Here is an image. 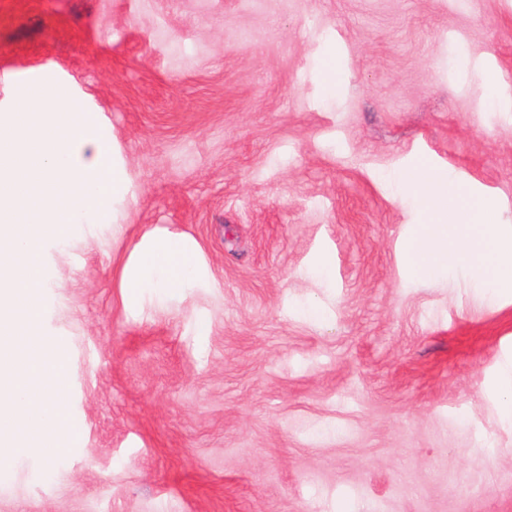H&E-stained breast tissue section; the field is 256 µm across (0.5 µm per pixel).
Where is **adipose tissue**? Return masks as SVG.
Masks as SVG:
<instances>
[{
    "instance_id": "1",
    "label": "adipose tissue",
    "mask_w": 512,
    "mask_h": 512,
    "mask_svg": "<svg viewBox=\"0 0 512 512\" xmlns=\"http://www.w3.org/2000/svg\"><path fill=\"white\" fill-rule=\"evenodd\" d=\"M473 215L476 233L464 256L449 249L442 225H423L412 243L416 269L430 276L438 268L465 257L478 273L492 282L512 286V244L492 234L485 206L474 205ZM197 276L194 254L185 238L163 236L150 239L138 248L133 263L125 269L124 286L128 299L138 301L143 299L145 289L171 292L186 286Z\"/></svg>"
}]
</instances>
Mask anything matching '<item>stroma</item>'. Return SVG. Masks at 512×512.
<instances>
[{"label":"stroma","mask_w":512,"mask_h":512,"mask_svg":"<svg viewBox=\"0 0 512 512\" xmlns=\"http://www.w3.org/2000/svg\"><path fill=\"white\" fill-rule=\"evenodd\" d=\"M42 68L129 192L41 244L83 435L1 459L0 512H512V288L410 251L433 219L464 249L475 203L512 236V0H0V98ZM165 233L201 275L135 303ZM422 208L429 214L447 213L449 192L445 189L442 177L433 176L429 179L425 190L419 196Z\"/></svg>","instance_id":"1"}]
</instances>
